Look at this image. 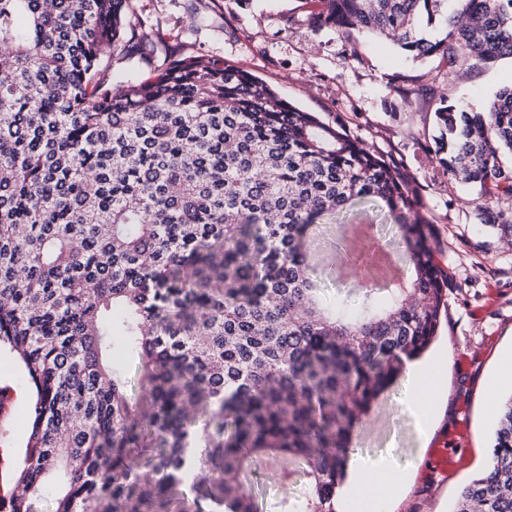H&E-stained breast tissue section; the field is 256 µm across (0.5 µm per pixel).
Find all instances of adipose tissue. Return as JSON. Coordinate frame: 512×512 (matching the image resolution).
<instances>
[{
  "label": "adipose tissue",
  "mask_w": 512,
  "mask_h": 512,
  "mask_svg": "<svg viewBox=\"0 0 512 512\" xmlns=\"http://www.w3.org/2000/svg\"><path fill=\"white\" fill-rule=\"evenodd\" d=\"M407 383L411 389L412 405L423 430H430L435 412L443 399L439 378L442 363L437 359H410L405 363ZM386 478L393 490H401L410 481L405 471L390 470L378 475L376 467L352 463L351 474L339 489L340 512H388L389 501L378 488L379 478Z\"/></svg>",
  "instance_id": "obj_1"
}]
</instances>
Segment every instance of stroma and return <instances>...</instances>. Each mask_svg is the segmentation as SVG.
<instances>
[{
	"label": "stroma",
	"mask_w": 512,
	"mask_h": 512,
	"mask_svg": "<svg viewBox=\"0 0 512 512\" xmlns=\"http://www.w3.org/2000/svg\"><path fill=\"white\" fill-rule=\"evenodd\" d=\"M316 0H130L126 59L115 72L146 79L187 56L223 59L270 85L280 98L385 155L417 191V210L433 228L434 258L448 274L447 308L431 346L443 360L444 401L430 438L398 380L364 416L357 457L411 471L391 512H450L461 488L486 466L494 406L512 395V374L488 386L512 347V197L461 184L438 162L435 112L447 102L482 110L512 84L504 59L471 75L433 59L418 62L396 45L318 26ZM434 93H425V86ZM33 391L11 356L0 354V446L19 451L29 432ZM264 512L303 503L306 478L281 459L260 458Z\"/></svg>",
	"instance_id": "obj_1"
}]
</instances>
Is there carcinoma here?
<instances>
[{"label":"carcinoma","mask_w":512,"mask_h":512,"mask_svg":"<svg viewBox=\"0 0 512 512\" xmlns=\"http://www.w3.org/2000/svg\"><path fill=\"white\" fill-rule=\"evenodd\" d=\"M319 25L415 60L512 59V0H318ZM127 0H0V352L35 391L0 454V512H260L254 457L305 466L337 512L353 432L435 338L448 274L396 166L220 58L114 75ZM427 23L446 30L428 38ZM436 157L512 196V85L441 105ZM397 228L404 288L326 302L309 229L336 258L354 207ZM138 356L139 393L117 352ZM454 512H512V395Z\"/></svg>","instance_id":"1"}]
</instances>
